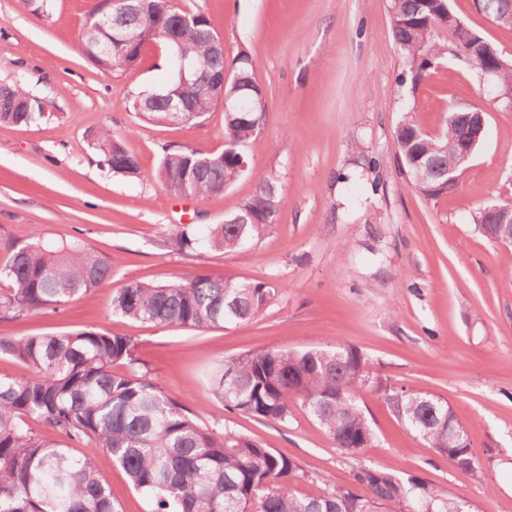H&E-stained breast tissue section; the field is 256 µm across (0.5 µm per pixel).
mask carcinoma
<instances>
[{
    "label": "carcinoma",
    "mask_w": 512,
    "mask_h": 512,
    "mask_svg": "<svg viewBox=\"0 0 512 512\" xmlns=\"http://www.w3.org/2000/svg\"><path fill=\"white\" fill-rule=\"evenodd\" d=\"M449 0H389L391 33L407 64L402 82L417 86L442 54L440 34L455 38L458 53L483 70L494 69L492 81L512 85V66L499 67V49L483 37L448 27ZM512 0H482L481 13L507 16ZM197 16L200 26H176V14ZM177 31L191 58L210 55L211 30L206 15L175 8L169 0H149L148 13H128L120 22L86 38V53L108 73L137 65L142 41ZM125 37L124 55L103 53L88 45L112 44ZM229 67L233 79L224 84V149L164 152L156 177L178 196L203 199L220 194L249 171L248 147L256 140L264 113L243 109L256 95L257 62L246 51L228 61L219 57L212 69ZM169 87L185 102L184 123L190 124L216 105L202 85L181 84L171 76ZM44 99L30 93L17 76L0 91V123L30 124L45 117ZM132 108L146 122L163 115L165 102L140 92ZM394 137L402 171L427 199L445 195L448 143L462 130L448 121L439 134L427 133L415 109L402 113ZM94 149L109 171L143 177L139 159L108 128L91 133ZM279 185L275 176L259 178L256 190L238 211L214 224L207 237L191 224L176 226L171 247L181 253L203 246L245 253V246L276 223ZM12 283L0 297V318L59 311L74 298L90 295L111 277L107 261L81 246L50 247L32 242L10 248L0 278ZM276 289L264 282L233 277L195 275L165 285L127 282L112 297V313L139 322L203 330L254 319L267 308ZM32 371L27 379L0 376V512H119L106 480L96 466L105 451L126 472L135 490L149 501L150 512H470L462 500L427 481L412 477L404 485L375 469H360L366 497L341 485H326L316 495H301L291 486L298 466L289 458L245 438L226 437L202 426L192 413L168 396L135 364L134 345L126 336L83 330L63 335L12 338L0 336V356ZM124 361L126 373L112 371ZM371 385L367 362L359 350L338 347L305 352L259 350L227 360L211 377L212 393L225 406L257 418L286 422L293 405H301L337 447L372 453L375 433L357 396ZM387 403L402 423L448 463L474 469L469 444L448 446V423L458 424L448 402L424 392L386 390ZM34 417L50 428L53 438H38L25 426ZM84 451L76 454L73 446Z\"/></svg>",
    "instance_id": "obj_1"
}]
</instances>
